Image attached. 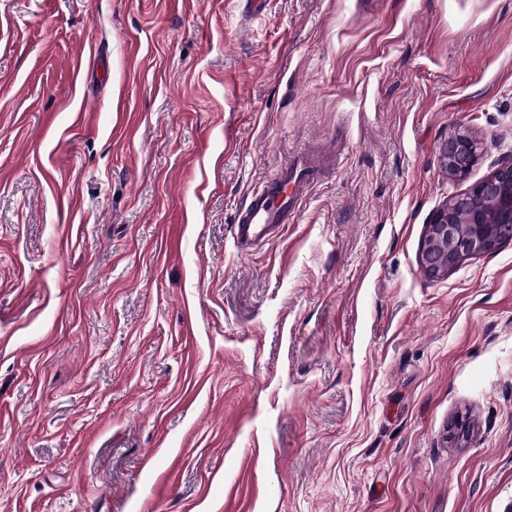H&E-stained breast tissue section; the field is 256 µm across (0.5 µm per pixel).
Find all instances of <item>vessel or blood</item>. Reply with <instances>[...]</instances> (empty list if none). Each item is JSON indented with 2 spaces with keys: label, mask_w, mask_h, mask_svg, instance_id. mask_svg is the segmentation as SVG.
<instances>
[{
  "label": "vessel or blood",
  "mask_w": 512,
  "mask_h": 512,
  "mask_svg": "<svg viewBox=\"0 0 512 512\" xmlns=\"http://www.w3.org/2000/svg\"><path fill=\"white\" fill-rule=\"evenodd\" d=\"M319 171L315 159L297 151L260 181L235 219L233 240L237 249L244 252L271 241L280 225L295 217Z\"/></svg>",
  "instance_id": "vessel-or-blood-1"
}]
</instances>
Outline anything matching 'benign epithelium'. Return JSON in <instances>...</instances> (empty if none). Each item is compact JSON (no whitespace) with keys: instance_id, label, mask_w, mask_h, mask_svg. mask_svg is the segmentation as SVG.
Here are the masks:
<instances>
[{"instance_id":"1","label":"benign epithelium","mask_w":512,"mask_h":512,"mask_svg":"<svg viewBox=\"0 0 512 512\" xmlns=\"http://www.w3.org/2000/svg\"><path fill=\"white\" fill-rule=\"evenodd\" d=\"M439 159L448 171L464 178L479 160L477 142L467 134L450 137ZM461 224L467 228L464 235ZM511 240L512 158L457 196L452 206L432 215L421 248L420 271L428 279H440L463 259L491 252Z\"/></svg>"}]
</instances>
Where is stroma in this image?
Masks as SVG:
<instances>
[{"mask_svg": "<svg viewBox=\"0 0 512 512\" xmlns=\"http://www.w3.org/2000/svg\"><path fill=\"white\" fill-rule=\"evenodd\" d=\"M243 3L0 0V512H506L512 240L419 253L512 157V0ZM439 159L448 171L464 178L479 160L477 142L468 134L450 137L441 147ZM321 170L304 151H295L274 173L250 192L233 226V240L241 252L271 241L280 224L295 218L309 186Z\"/></svg>", "mask_w": 512, "mask_h": 512, "instance_id": "35a3bbf8", "label": "stroma"}]
</instances>
